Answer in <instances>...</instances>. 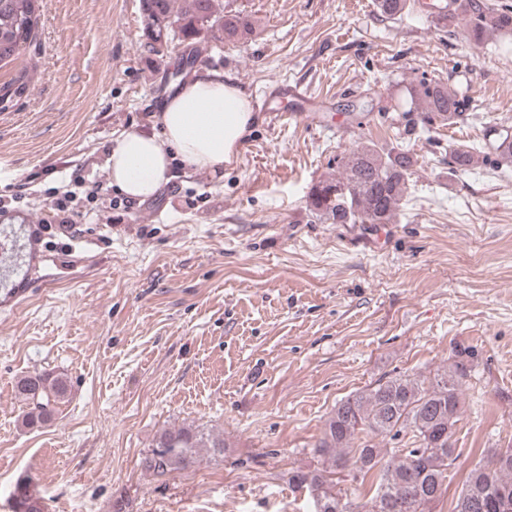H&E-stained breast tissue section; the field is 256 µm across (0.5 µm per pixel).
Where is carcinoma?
<instances>
[{
  "label": "carcinoma",
  "mask_w": 512,
  "mask_h": 512,
  "mask_svg": "<svg viewBox=\"0 0 512 512\" xmlns=\"http://www.w3.org/2000/svg\"><path fill=\"white\" fill-rule=\"evenodd\" d=\"M150 9L171 20L163 32L144 28L149 52L157 45L183 44L185 66L198 61L200 44L216 49L222 44L244 43L254 23L241 11L224 8L223 0H146ZM459 13L465 15L471 40L482 43L492 36L512 33V8H495L467 0ZM46 0H0V68L14 63L36 42ZM377 14L397 20L407 11V0H375ZM410 108L403 112L408 131L451 125L467 103L448 86L422 79L407 88ZM494 155L498 166H512V136L496 138L488 148L460 147L451 155L450 170L470 171L487 164ZM410 154L375 144H364L337 159V173L318 181L309 194V211L329 224H394L414 174ZM473 358L469 348L455 351L449 370L427 378L398 375L341 401L325 423L315 453L331 466L347 472L351 480L372 478V494L363 501L336 490V481L325 469L297 470L292 483L306 491L313 512H431L443 494L454 448L448 431L459 412V386L467 376L462 357ZM16 390L28 406L22 417L27 428L51 421L65 401L69 384L63 376L34 372L21 377ZM410 431L418 446L394 448L385 458L373 443L375 437L397 438ZM368 440L355 444L359 435ZM224 439L191 427L162 431L142 459V468L156 477L166 476L192 464L198 449L224 452ZM31 482L19 481L13 490V512H40L28 491ZM486 501L484 512H512V449L493 452L489 462L471 471L451 512H478L473 505Z\"/></svg>",
  "instance_id": "cac0c4a2"
}]
</instances>
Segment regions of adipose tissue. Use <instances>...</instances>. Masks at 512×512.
I'll return each instance as SVG.
<instances>
[{"label": "adipose tissue", "instance_id": "1", "mask_svg": "<svg viewBox=\"0 0 512 512\" xmlns=\"http://www.w3.org/2000/svg\"><path fill=\"white\" fill-rule=\"evenodd\" d=\"M161 133H121L106 166L113 186L134 199L155 197L180 157L192 171L219 170L236 161L256 116L235 81L202 71L185 80L159 116Z\"/></svg>", "mask_w": 512, "mask_h": 512}]
</instances>
